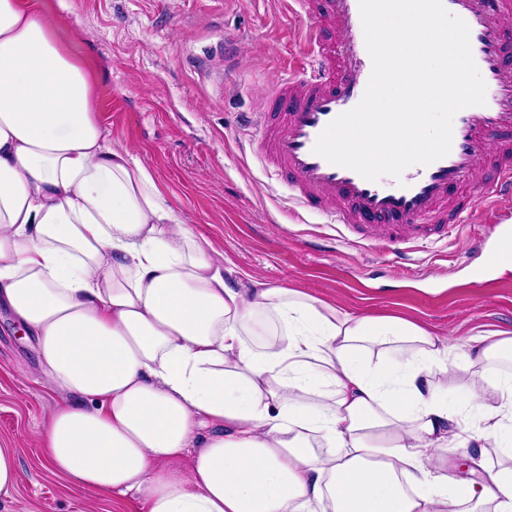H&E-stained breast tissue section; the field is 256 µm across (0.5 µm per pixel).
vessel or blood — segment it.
<instances>
[{
    "label": "vessel or blood",
    "mask_w": 512,
    "mask_h": 512,
    "mask_svg": "<svg viewBox=\"0 0 512 512\" xmlns=\"http://www.w3.org/2000/svg\"><path fill=\"white\" fill-rule=\"evenodd\" d=\"M297 2L305 17L299 48L244 119L258 158L287 183L294 206L381 243L402 261L416 244L447 237L478 214L488 246L474 281L486 283L491 269L512 264V253L500 248L512 239V226L502 222L512 213V0H443L469 27L486 103L455 115L447 156L376 181L313 151L326 126L361 101L371 75L359 0Z\"/></svg>",
    "instance_id": "1"
}]
</instances>
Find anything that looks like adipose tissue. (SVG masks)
I'll use <instances>...</instances> for the list:
<instances>
[{
    "label": "adipose tissue",
    "mask_w": 512,
    "mask_h": 512,
    "mask_svg": "<svg viewBox=\"0 0 512 512\" xmlns=\"http://www.w3.org/2000/svg\"><path fill=\"white\" fill-rule=\"evenodd\" d=\"M54 28L0 0V306L67 394L47 468L148 512H512V374L444 389L423 324L227 277Z\"/></svg>",
    "instance_id": "ef3b65f1"
}]
</instances>
